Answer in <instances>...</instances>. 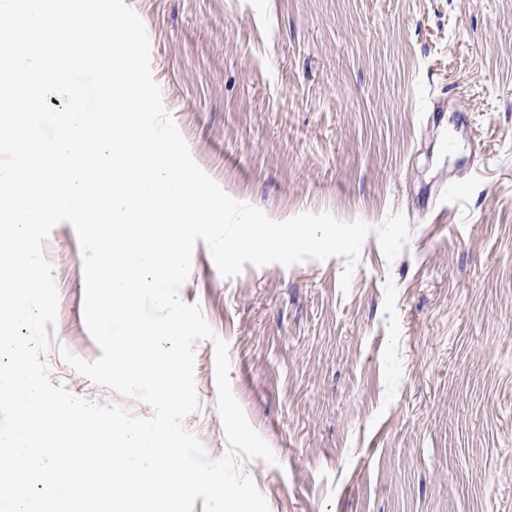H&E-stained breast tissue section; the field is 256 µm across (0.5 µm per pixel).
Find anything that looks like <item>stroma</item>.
I'll return each mask as SVG.
<instances>
[{
	"label": "stroma",
	"mask_w": 512,
	"mask_h": 512,
	"mask_svg": "<svg viewBox=\"0 0 512 512\" xmlns=\"http://www.w3.org/2000/svg\"><path fill=\"white\" fill-rule=\"evenodd\" d=\"M196 163L275 220L330 211L411 229L387 260L224 278L197 241L178 295L228 345L232 391L276 461L240 467L269 512H512V0H125ZM479 142L470 152V139ZM46 359L101 351L69 223ZM52 384L148 418L74 370ZM184 427L227 450L215 351Z\"/></svg>",
	"instance_id": "1"
}]
</instances>
